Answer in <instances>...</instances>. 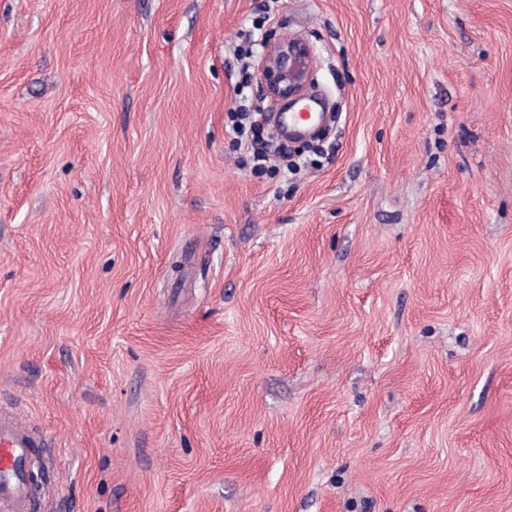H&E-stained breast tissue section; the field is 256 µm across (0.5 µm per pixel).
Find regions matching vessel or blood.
I'll return each instance as SVG.
<instances>
[{"instance_id":"obj_1","label":"vessel or blood","mask_w":512,"mask_h":512,"mask_svg":"<svg viewBox=\"0 0 512 512\" xmlns=\"http://www.w3.org/2000/svg\"><path fill=\"white\" fill-rule=\"evenodd\" d=\"M39 434L9 406H0V512H35L41 493L29 479Z\"/></svg>"}]
</instances>
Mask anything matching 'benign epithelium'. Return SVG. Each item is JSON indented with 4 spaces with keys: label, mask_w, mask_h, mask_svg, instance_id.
<instances>
[{
    "label": "benign epithelium",
    "mask_w": 512,
    "mask_h": 512,
    "mask_svg": "<svg viewBox=\"0 0 512 512\" xmlns=\"http://www.w3.org/2000/svg\"><path fill=\"white\" fill-rule=\"evenodd\" d=\"M257 75L263 94L270 101L292 109L312 111L309 88L314 81L315 53L305 39L281 35L261 43Z\"/></svg>",
    "instance_id": "obj_1"
}]
</instances>
